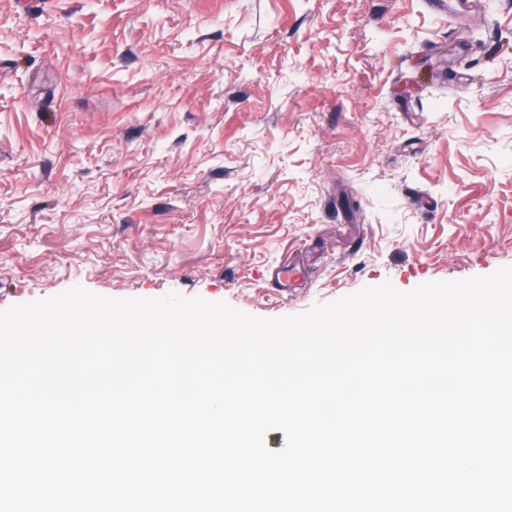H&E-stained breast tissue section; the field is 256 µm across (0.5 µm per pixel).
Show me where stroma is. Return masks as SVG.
<instances>
[{
    "instance_id": "35a3bbf8",
    "label": "stroma",
    "mask_w": 512,
    "mask_h": 512,
    "mask_svg": "<svg viewBox=\"0 0 512 512\" xmlns=\"http://www.w3.org/2000/svg\"><path fill=\"white\" fill-rule=\"evenodd\" d=\"M504 266L512 0H0V310L280 318Z\"/></svg>"
}]
</instances>
